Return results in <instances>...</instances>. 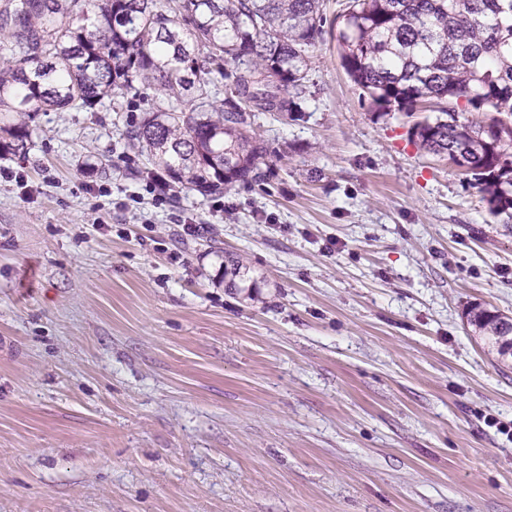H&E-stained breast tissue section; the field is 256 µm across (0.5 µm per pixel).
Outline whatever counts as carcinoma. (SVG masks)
I'll return each instance as SVG.
<instances>
[{
	"label": "carcinoma",
	"instance_id": "obj_1",
	"mask_svg": "<svg viewBox=\"0 0 512 512\" xmlns=\"http://www.w3.org/2000/svg\"><path fill=\"white\" fill-rule=\"evenodd\" d=\"M341 63L370 106L408 117L409 139L453 164L512 219V0H346ZM322 0H0V157L26 152L42 112L92 109L140 87L163 102L127 131L161 181L203 197L262 180L257 112H301ZM224 86V100L209 88ZM190 106H183L184 101ZM509 317L468 324L503 358Z\"/></svg>",
	"mask_w": 512,
	"mask_h": 512
}]
</instances>
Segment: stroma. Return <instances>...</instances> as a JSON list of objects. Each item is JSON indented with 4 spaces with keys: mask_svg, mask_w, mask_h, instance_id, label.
Segmentation results:
<instances>
[{
    "mask_svg": "<svg viewBox=\"0 0 512 512\" xmlns=\"http://www.w3.org/2000/svg\"><path fill=\"white\" fill-rule=\"evenodd\" d=\"M341 8L261 182L153 204L151 89L0 158V512H512V360L465 318L512 314V228L374 112Z\"/></svg>",
    "mask_w": 512,
    "mask_h": 512,
    "instance_id": "obj_1",
    "label": "stroma"
}]
</instances>
